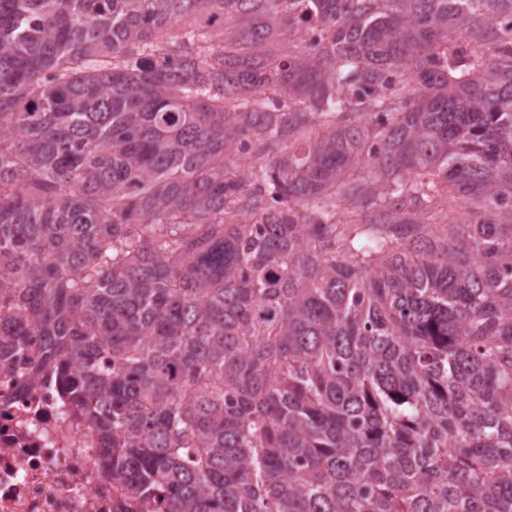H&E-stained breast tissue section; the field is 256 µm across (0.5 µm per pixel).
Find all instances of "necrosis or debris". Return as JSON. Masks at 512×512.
<instances>
[{
  "instance_id": "obj_1",
  "label": "necrosis or debris",
  "mask_w": 512,
  "mask_h": 512,
  "mask_svg": "<svg viewBox=\"0 0 512 512\" xmlns=\"http://www.w3.org/2000/svg\"><path fill=\"white\" fill-rule=\"evenodd\" d=\"M97 455L88 423L53 390L0 366V512H112L119 489Z\"/></svg>"
}]
</instances>
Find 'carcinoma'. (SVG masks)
<instances>
[{
    "instance_id": "cac0c4a2",
    "label": "carcinoma",
    "mask_w": 512,
    "mask_h": 512,
    "mask_svg": "<svg viewBox=\"0 0 512 512\" xmlns=\"http://www.w3.org/2000/svg\"><path fill=\"white\" fill-rule=\"evenodd\" d=\"M0 308L112 512H512V0H0ZM441 209V210H440ZM471 209L469 206H460L456 203H451L450 205H442L437 210L436 213H430L425 216L426 224H463V222H467V218H469V211ZM472 211V210H471Z\"/></svg>"
}]
</instances>
